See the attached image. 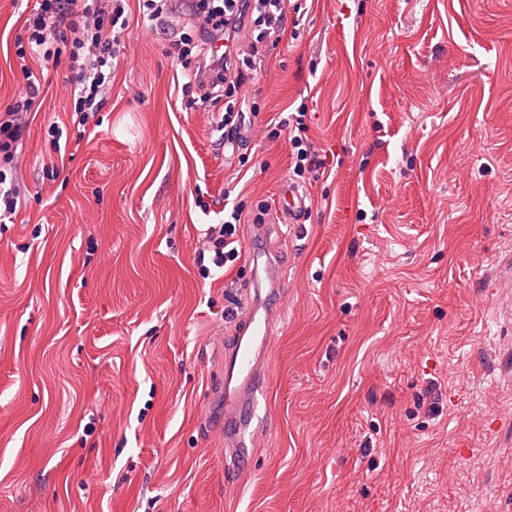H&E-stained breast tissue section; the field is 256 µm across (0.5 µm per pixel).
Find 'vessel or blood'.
I'll list each match as a JSON object with an SVG mask.
<instances>
[{"mask_svg": "<svg viewBox=\"0 0 512 512\" xmlns=\"http://www.w3.org/2000/svg\"><path fill=\"white\" fill-rule=\"evenodd\" d=\"M284 199L289 223H298L307 208L306 194L289 185L284 189ZM264 235V225L256 224L244 238L254 269V296L238 320L234 346L224 354L226 376L234 381L224 394L225 452L241 466L263 447L267 437L260 411L267 406L271 376L261 370L260 363L268 359L283 317V308L275 301L280 292L279 262L261 247Z\"/></svg>", "mask_w": 512, "mask_h": 512, "instance_id": "1", "label": "vessel or blood"}]
</instances>
